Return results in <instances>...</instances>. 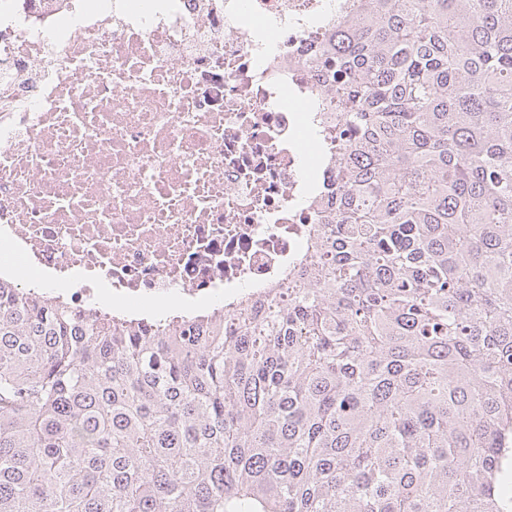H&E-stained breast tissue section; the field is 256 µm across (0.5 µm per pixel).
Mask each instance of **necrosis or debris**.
Wrapping results in <instances>:
<instances>
[{"instance_id": "4bbe7bcc", "label": "necrosis or debris", "mask_w": 512, "mask_h": 512, "mask_svg": "<svg viewBox=\"0 0 512 512\" xmlns=\"http://www.w3.org/2000/svg\"><path fill=\"white\" fill-rule=\"evenodd\" d=\"M359 0H0V272L157 331L288 282L336 177L310 45Z\"/></svg>"}]
</instances>
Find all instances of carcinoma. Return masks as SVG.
Instances as JSON below:
<instances>
[{"mask_svg": "<svg viewBox=\"0 0 512 512\" xmlns=\"http://www.w3.org/2000/svg\"><path fill=\"white\" fill-rule=\"evenodd\" d=\"M364 2L290 287L160 335L0 280V512H512V0Z\"/></svg>", "mask_w": 512, "mask_h": 512, "instance_id": "obj_1", "label": "carcinoma"}]
</instances>
